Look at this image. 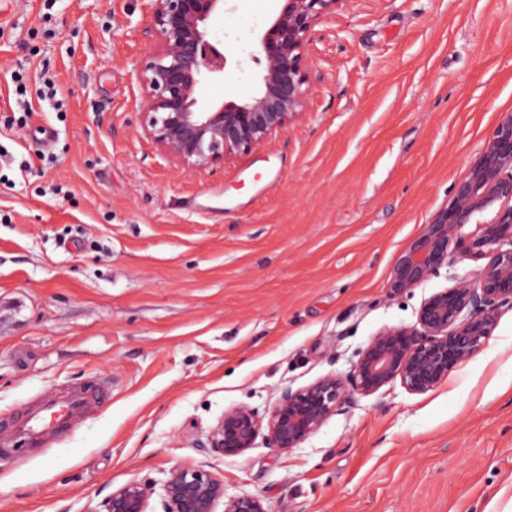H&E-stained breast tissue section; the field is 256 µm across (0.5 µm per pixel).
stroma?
<instances>
[{"mask_svg": "<svg viewBox=\"0 0 512 512\" xmlns=\"http://www.w3.org/2000/svg\"><path fill=\"white\" fill-rule=\"evenodd\" d=\"M148 6L0 0V419L80 379L112 383L83 424L0 460V512H86L179 465L267 512H505L508 306L433 390L354 394L287 452L201 444L230 406L346 375L375 334L413 326L424 298L478 269L461 258L389 286L398 251L512 113V0H348L316 28L299 118L206 171L141 130ZM283 7L232 0L209 22L230 66L202 101L258 97L264 66L248 54ZM47 77L59 108L39 97Z\"/></svg>", "mask_w": 512, "mask_h": 512, "instance_id": "35a3bbf8", "label": "stroma"}]
</instances>
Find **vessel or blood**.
<instances>
[{
    "instance_id": "b4317fda",
    "label": "vessel or blood",
    "mask_w": 512,
    "mask_h": 512,
    "mask_svg": "<svg viewBox=\"0 0 512 512\" xmlns=\"http://www.w3.org/2000/svg\"><path fill=\"white\" fill-rule=\"evenodd\" d=\"M110 390L109 379L95 377L25 405L0 424V457L11 456L18 448L44 447L51 438L73 430L104 405Z\"/></svg>"
}]
</instances>
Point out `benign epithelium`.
<instances>
[{
	"instance_id": "7a95c632",
	"label": "benign epithelium",
	"mask_w": 512,
	"mask_h": 512,
	"mask_svg": "<svg viewBox=\"0 0 512 512\" xmlns=\"http://www.w3.org/2000/svg\"><path fill=\"white\" fill-rule=\"evenodd\" d=\"M342 0H288V8L255 44L250 60L273 66L278 79L265 104L202 105L196 89L224 78V47L208 22L224 0H151L154 48L139 69L141 127L160 153L191 169H214L248 154L299 117L309 94L306 52L315 27ZM494 213L489 221L483 214ZM487 260L473 278L423 299L411 327L381 330L358 353L342 379L325 376L287 387L264 411L247 405L224 410L202 448L223 458L247 454L263 442L299 448L353 393L372 395L400 381L410 393L430 391L469 360L492 336L499 309L512 307V113L499 118L448 205L399 251L390 272L394 293L416 288L460 256ZM267 512L260 496H228L224 480L202 467H172L160 484L132 479L85 512Z\"/></svg>"
}]
</instances>
